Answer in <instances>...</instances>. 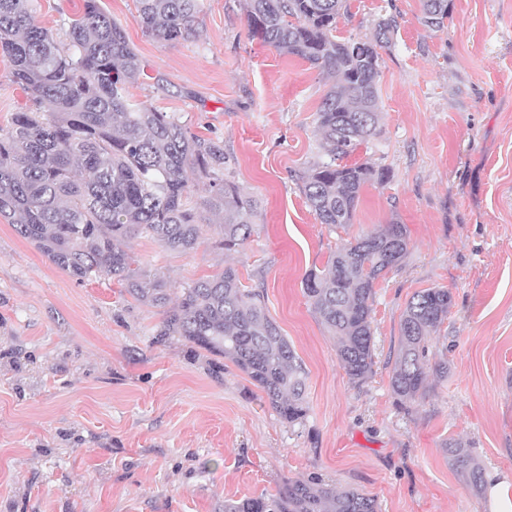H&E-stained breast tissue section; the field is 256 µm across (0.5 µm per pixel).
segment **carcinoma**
Segmentation results:
<instances>
[{
	"mask_svg": "<svg viewBox=\"0 0 512 512\" xmlns=\"http://www.w3.org/2000/svg\"><path fill=\"white\" fill-rule=\"evenodd\" d=\"M136 2L144 34L163 41L196 35L200 0ZM246 2L252 37L332 79L317 119L323 156L302 177V193L320 223L343 228L364 187L390 179L383 168L344 159L376 135L377 48L390 42L397 21L390 15L379 22L374 39L355 41L336 36L349 0ZM423 10L425 23L440 28L449 0H423ZM0 51L10 59L14 82L37 105L0 126V218L75 280L112 279L137 301L165 309L157 340L179 336L233 363L284 422L305 424L303 362L260 294L241 287L234 268L181 289L170 307L169 282L124 248L144 235L172 252L193 251L202 217L188 197L204 180L205 206L222 218L219 245L232 251L250 237L257 205L224 181V146L190 133L167 112L130 103L128 88L141 63L124 27L98 0H85L66 44L37 21L33 0H0ZM407 252L403 225L388 224L340 244L322 269L304 279V294L336 339L338 361L355 383L373 372L374 285ZM451 304L444 288L417 292L406 304L391 375L403 404L424 395L429 376L448 374L446 362L430 361L429 336L448 318ZM444 447L469 470L471 483L481 486L482 469L470 455L448 441ZM224 512H378V506L356 489L312 478L290 480L258 497L226 499Z\"/></svg>",
	"mask_w": 512,
	"mask_h": 512,
	"instance_id": "carcinoma-1",
	"label": "carcinoma"
}]
</instances>
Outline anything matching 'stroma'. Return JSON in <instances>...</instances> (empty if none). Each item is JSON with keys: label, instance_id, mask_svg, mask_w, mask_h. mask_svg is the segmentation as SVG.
<instances>
[{"label": "stroma", "instance_id": "1", "mask_svg": "<svg viewBox=\"0 0 512 512\" xmlns=\"http://www.w3.org/2000/svg\"><path fill=\"white\" fill-rule=\"evenodd\" d=\"M337 36L379 48L377 134L349 157L390 171L351 224L329 230L300 174L322 154L316 112L329 81L253 38L245 0H202L196 37L144 35L136 0H98L141 63L129 94L222 142L224 177L258 202L236 250L202 224L195 250L130 246L172 287L234 267L262 294L308 372V418L289 427L224 358L154 339L163 309L115 282L80 283L0 219V512H224L228 498L320 477L374 496L380 512H512L475 490L444 447L512 482V0H451L442 28L422 0H349ZM65 40L84 0H34ZM32 104L0 54V125ZM403 224L402 264L375 285L373 375L356 384L303 293L342 242ZM427 288L452 294L431 355L448 376L400 404L390 385L402 312Z\"/></svg>", "mask_w": 512, "mask_h": 512}]
</instances>
